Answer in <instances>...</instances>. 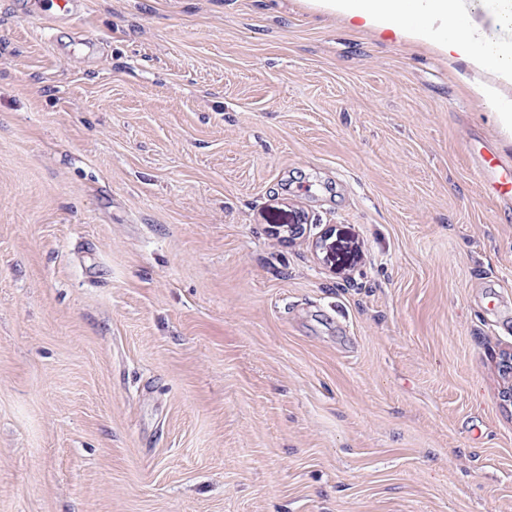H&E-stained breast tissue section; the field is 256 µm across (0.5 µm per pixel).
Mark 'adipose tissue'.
<instances>
[{
    "instance_id": "1",
    "label": "adipose tissue",
    "mask_w": 512,
    "mask_h": 512,
    "mask_svg": "<svg viewBox=\"0 0 512 512\" xmlns=\"http://www.w3.org/2000/svg\"><path fill=\"white\" fill-rule=\"evenodd\" d=\"M317 10L338 15L358 28L390 31L396 37L424 42L445 56L467 62L491 75L476 85L478 97L494 108L500 133L512 141V37L492 40L472 15L473 0H310Z\"/></svg>"
}]
</instances>
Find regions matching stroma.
Returning a JSON list of instances; mask_svg holds the SVG:
<instances>
[{"mask_svg":"<svg viewBox=\"0 0 512 512\" xmlns=\"http://www.w3.org/2000/svg\"><path fill=\"white\" fill-rule=\"evenodd\" d=\"M52 10L0 0V512H512L466 66L307 0Z\"/></svg>","mask_w":512,"mask_h":512,"instance_id":"obj_1","label":"stroma"}]
</instances>
